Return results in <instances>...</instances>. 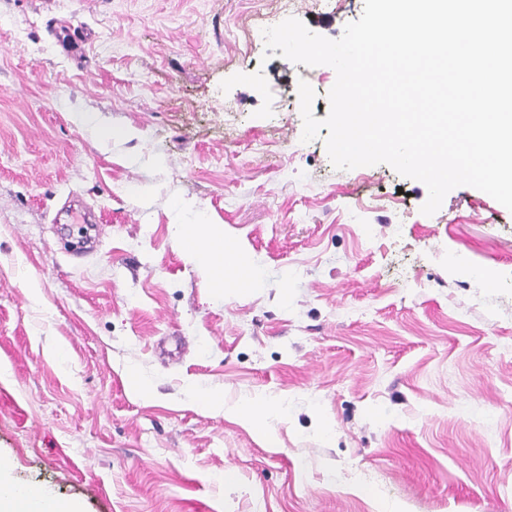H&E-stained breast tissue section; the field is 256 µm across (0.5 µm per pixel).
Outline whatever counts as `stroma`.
Segmentation results:
<instances>
[{
	"instance_id": "obj_1",
	"label": "stroma",
	"mask_w": 512,
	"mask_h": 512,
	"mask_svg": "<svg viewBox=\"0 0 512 512\" xmlns=\"http://www.w3.org/2000/svg\"><path fill=\"white\" fill-rule=\"evenodd\" d=\"M363 7L0 0L15 482L82 512H512V211L460 186L428 216L421 181L334 168L288 104L306 81L325 118L334 69L264 54L284 16L336 40ZM74 196L101 226L89 253L54 222ZM200 216L248 292L180 241Z\"/></svg>"
}]
</instances>
